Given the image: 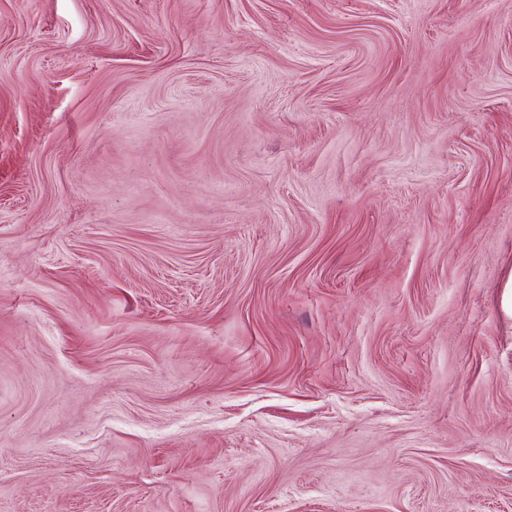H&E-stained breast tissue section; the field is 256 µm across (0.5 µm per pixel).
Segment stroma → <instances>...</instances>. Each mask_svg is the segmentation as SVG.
Instances as JSON below:
<instances>
[{"label":"stroma","instance_id":"stroma-1","mask_svg":"<svg viewBox=\"0 0 512 512\" xmlns=\"http://www.w3.org/2000/svg\"><path fill=\"white\" fill-rule=\"evenodd\" d=\"M0 512H512V0H0Z\"/></svg>","mask_w":512,"mask_h":512}]
</instances>
